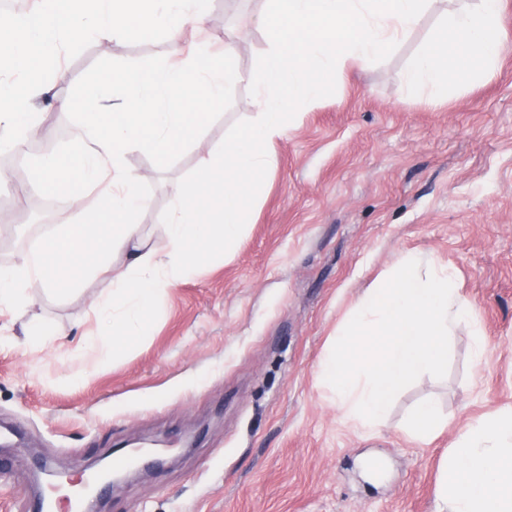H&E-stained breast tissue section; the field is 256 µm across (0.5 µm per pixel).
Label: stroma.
<instances>
[{"mask_svg": "<svg viewBox=\"0 0 512 512\" xmlns=\"http://www.w3.org/2000/svg\"><path fill=\"white\" fill-rule=\"evenodd\" d=\"M272 0H211L215 43L232 33L237 61L259 64L270 42L250 21ZM504 48L476 84L406 92L408 59L442 23L430 11L401 47L329 77L323 97L273 147L274 165L244 207L231 246L212 245L197 271L158 298L143 336L107 362L86 345L99 333L92 306L110 292L85 279L64 296L37 292L30 310L51 334L30 343L0 313V429L25 433L1 451L0 512H26L38 458L79 478L114 448L135 442L174 453L160 472L133 476L95 512H434L441 463L457 426L512 407V0ZM164 34L86 43L67 59L69 80L35 102L51 137L0 154V265L21 263L43 240L96 207L99 186L48 187L29 162L69 146L75 118L54 98L92 77L163 62ZM254 91L239 82L169 156L133 149L148 206L136 221L163 244L171 191L251 123ZM409 255L450 268L487 340L471 357L468 326L450 338L444 378L421 375L383 421L349 423L320 374L367 288ZM435 399L449 425L432 441L410 437L416 407Z\"/></svg>", "mask_w": 512, "mask_h": 512, "instance_id": "35a3bbf8", "label": "stroma"}]
</instances>
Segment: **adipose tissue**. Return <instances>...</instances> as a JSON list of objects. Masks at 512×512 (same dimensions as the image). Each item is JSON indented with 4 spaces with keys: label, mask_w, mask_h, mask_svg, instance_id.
Instances as JSON below:
<instances>
[{
    "label": "adipose tissue",
    "mask_w": 512,
    "mask_h": 512,
    "mask_svg": "<svg viewBox=\"0 0 512 512\" xmlns=\"http://www.w3.org/2000/svg\"><path fill=\"white\" fill-rule=\"evenodd\" d=\"M210 0H39L34 13L0 18V124L16 139L40 136L33 98L67 81L62 67L45 71L60 45L77 50L91 37L160 31L168 37L163 65L115 72L79 92L77 150L69 163L44 155L31 165L40 185H85L110 178L112 191L80 223L43 241L22 265L0 266V309L22 319L33 289L67 294L85 278L106 276L112 290L95 316L113 350L128 346L146 327L158 295L186 277L211 243H233L247 221L244 193L253 191L273 163L272 148L291 121L323 95L328 75L367 65L397 50L429 10L431 0H276L280 22L267 13L255 23L268 30L272 50L241 70L232 41L213 53L210 41L185 46V27H202ZM505 20L500 0H477L446 14L433 39L405 69L407 90L442 92L449 78L480 81L502 50ZM24 78H16V71ZM247 82L258 114L223 153L202 160L193 181L171 197L163 249L147 246L135 222L146 204L140 178L124 157L133 147L165 156L189 134V120L219 103L230 87ZM130 261L113 267V252ZM437 512H512V410L458 428L436 487Z\"/></svg>",
    "instance_id": "adipose-tissue-1"
}]
</instances>
